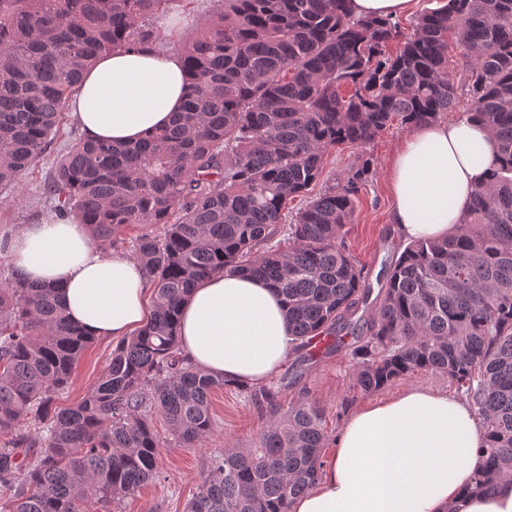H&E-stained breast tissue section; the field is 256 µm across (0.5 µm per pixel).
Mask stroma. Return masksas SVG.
Returning a JSON list of instances; mask_svg holds the SVG:
<instances>
[{
	"instance_id": "1",
	"label": "stroma",
	"mask_w": 512,
	"mask_h": 512,
	"mask_svg": "<svg viewBox=\"0 0 512 512\" xmlns=\"http://www.w3.org/2000/svg\"><path fill=\"white\" fill-rule=\"evenodd\" d=\"M223 8L224 0H173L168 10L151 22L156 48L178 49L187 33L204 29ZM408 134V128L394 125L368 146L367 152L374 159V171L358 196L354 221L346 228L344 240L350 254L372 277L377 276L385 259L399 254L405 247L390 222L393 199L389 168L397 146ZM80 135L72 115H64L48 147L35 166L21 177L18 188L0 192V239L9 237L20 225L54 217L55 210L45 198L44 183L57 159ZM115 345V340L99 338L87 347L68 390L58 400L60 406L76 404L95 385ZM304 382L325 411L329 438L325 453L329 456L335 452V440L349 416L362 407L394 398L413 386L453 396L458 393L447 377L417 371L397 379L380 392L360 394L353 387L350 358L342 350L315 362ZM212 411L216 425L203 445L195 448L183 447L172 438L165 422L155 419L154 426L162 441L161 475L126 499L122 512H185V505L196 492L204 462L211 453L257 447L266 417L249 402L244 391L233 385L214 390Z\"/></svg>"
}]
</instances>
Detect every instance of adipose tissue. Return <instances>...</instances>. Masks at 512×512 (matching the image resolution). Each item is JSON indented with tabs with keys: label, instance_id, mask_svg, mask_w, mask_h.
<instances>
[{
	"label": "adipose tissue",
	"instance_id": "ef3b65f1",
	"mask_svg": "<svg viewBox=\"0 0 512 512\" xmlns=\"http://www.w3.org/2000/svg\"><path fill=\"white\" fill-rule=\"evenodd\" d=\"M188 86L181 54L116 49L88 72L72 115L89 139L136 143L172 123ZM497 165L473 116L417 128L390 167V221L399 236H448ZM6 250L16 276L56 287L70 320L89 335L125 338L143 324L147 287L139 262L97 246L76 219L22 225ZM179 337L197 368L253 386L270 381L294 347L277 289L240 274L211 276L193 290L180 307ZM484 443L465 401L410 388L350 416L318 486L295 498L291 510L512 512L511 475L488 493H465Z\"/></svg>",
	"mask_w": 512,
	"mask_h": 512
}]
</instances>
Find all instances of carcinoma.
Masks as SVG:
<instances>
[{
    "mask_svg": "<svg viewBox=\"0 0 512 512\" xmlns=\"http://www.w3.org/2000/svg\"><path fill=\"white\" fill-rule=\"evenodd\" d=\"M169 2L0 0V189L34 166L104 53L152 43L147 21ZM182 55L192 88L170 126L133 145L81 138L45 183L59 216L87 225L105 250L138 228L129 249L152 289L146 323L112 349L81 401L56 406L93 338L54 288L0 284L4 512L119 504L160 473L157 416L184 446L201 445L215 425L212 391L230 381L191 365L177 317L220 272L281 293L295 370L237 385L267 417L258 446L210 454L186 512H290L318 480L328 444L299 368L344 345L364 395L415 371L448 377L487 437L470 492L491 489L512 473V0H446L405 37L394 20L350 15L347 0H224L183 39ZM461 85L501 163L453 233L413 241L391 261L354 322L370 288L343 236L372 157L357 154L322 193L290 205L337 146L363 149L394 124L436 123L456 110ZM283 231L288 248L268 247Z\"/></svg>",
    "mask_w": 512,
    "mask_h": 512,
    "instance_id": "cac0c4a2",
    "label": "carcinoma"
}]
</instances>
